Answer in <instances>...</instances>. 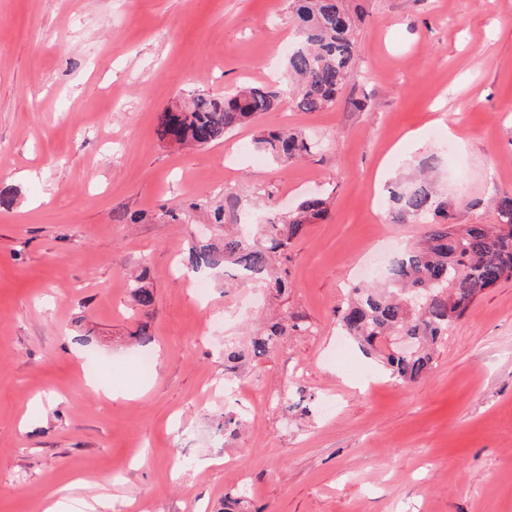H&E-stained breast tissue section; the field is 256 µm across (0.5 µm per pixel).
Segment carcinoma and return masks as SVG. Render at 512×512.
I'll use <instances>...</instances> for the list:
<instances>
[{"instance_id": "obj_1", "label": "carcinoma", "mask_w": 512, "mask_h": 512, "mask_svg": "<svg viewBox=\"0 0 512 512\" xmlns=\"http://www.w3.org/2000/svg\"><path fill=\"white\" fill-rule=\"evenodd\" d=\"M298 20V42L285 59L292 79L287 88L246 86L230 97L197 91L190 101L160 113L159 139L177 144L209 146L239 126L272 111L288 95L303 112H318L332 104L350 77L356 51V20L343 0H289ZM259 144L278 163L288 164L311 154L318 143L288 128L263 132ZM389 200L401 220L427 214L434 205V190L421 179L389 191ZM241 198L228 193L214 209L212 222L224 229L215 238L195 241L188 249L187 270L199 272L224 268L231 276L257 277L276 293L287 291L286 281L276 275L275 262L288 259L291 242L303 227L327 211L320 196L302 200L295 209L275 213L253 225V235L227 229L240 221ZM495 224L427 225L421 243L406 246L391 262L383 281L350 289L345 305L336 310V323L367 356L375 358L390 378L413 384L431 370L435 348L448 337L470 304L483 291L502 280H512V193L497 205ZM137 302L153 303L151 289L140 279L130 282ZM281 319L251 340L255 356L273 352L278 339L288 334ZM406 337L414 343L400 353L392 340Z\"/></svg>"}]
</instances>
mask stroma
<instances>
[{"instance_id":"35a3bbf8","label":"stroma","mask_w":512,"mask_h":512,"mask_svg":"<svg viewBox=\"0 0 512 512\" xmlns=\"http://www.w3.org/2000/svg\"><path fill=\"white\" fill-rule=\"evenodd\" d=\"M346 5L357 52L332 107L285 97L183 149L156 130L190 91L287 84L288 0H0V512L102 495L112 512H224L241 493L243 512H512V281L416 384L352 342L336 360L349 288L439 219L394 221L392 183L430 168L456 224L496 223L512 193V0ZM281 127L319 150L274 161L256 139ZM229 191L260 217L327 198L291 244L286 294L208 270L205 300L181 271ZM141 273L147 308L128 286ZM273 312L299 330L226 367L225 339ZM140 353L153 366L132 384L119 367ZM214 380L225 393L204 397Z\"/></svg>"}]
</instances>
